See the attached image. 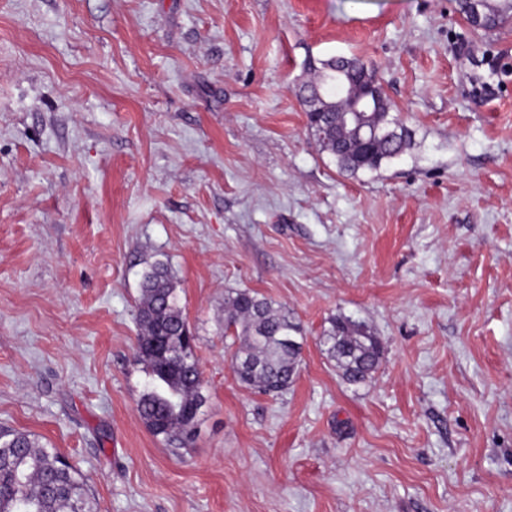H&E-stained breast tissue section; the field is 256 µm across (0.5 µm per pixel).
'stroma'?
Returning a JSON list of instances; mask_svg holds the SVG:
<instances>
[{
  "label": "stroma",
  "mask_w": 512,
  "mask_h": 512,
  "mask_svg": "<svg viewBox=\"0 0 512 512\" xmlns=\"http://www.w3.org/2000/svg\"><path fill=\"white\" fill-rule=\"evenodd\" d=\"M356 56L414 132L376 173L322 154L308 58ZM167 261L205 380L192 443L137 411L140 277ZM294 314L272 396L224 293ZM383 348L346 384L329 318ZM99 512H512V20L458 0H0V432Z\"/></svg>",
  "instance_id": "obj_1"
}]
</instances>
